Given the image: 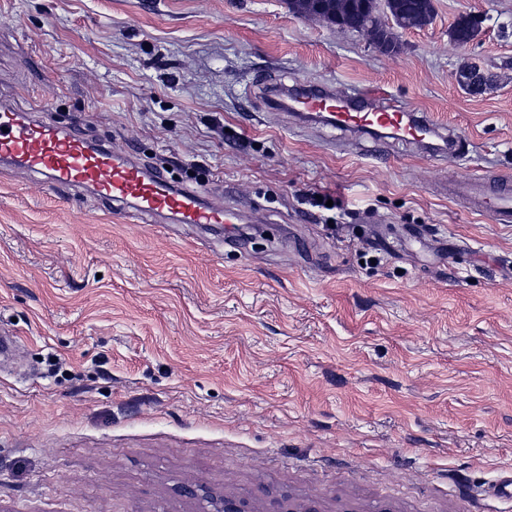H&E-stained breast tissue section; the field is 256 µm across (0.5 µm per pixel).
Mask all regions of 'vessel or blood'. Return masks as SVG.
<instances>
[{
  "instance_id": "obj_1",
  "label": "vessel or blood",
  "mask_w": 512,
  "mask_h": 512,
  "mask_svg": "<svg viewBox=\"0 0 512 512\" xmlns=\"http://www.w3.org/2000/svg\"><path fill=\"white\" fill-rule=\"evenodd\" d=\"M288 108L298 117L325 118L327 125L373 136H397L417 146L444 140L449 154H458L461 138L433 126L426 116L396 104L382 109L337 101L327 87L288 93ZM20 167L56 187L86 188L101 200L137 213L221 230L238 224L242 215L209 201L200 192L171 184L161 173L112 150L109 144L36 119L31 108L10 99L0 101V168ZM472 210L489 214L497 223L512 224V182L490 183L473 174L456 187Z\"/></svg>"
}]
</instances>
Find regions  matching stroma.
Wrapping results in <instances>:
<instances>
[{
    "mask_svg": "<svg viewBox=\"0 0 512 512\" xmlns=\"http://www.w3.org/2000/svg\"><path fill=\"white\" fill-rule=\"evenodd\" d=\"M434 7L388 55L288 0H0V96L259 231L0 170V512H512L488 493L512 478V224L448 195L512 178V0ZM321 85L399 101L463 153L268 102Z\"/></svg>",
    "mask_w": 512,
    "mask_h": 512,
    "instance_id": "obj_1",
    "label": "stroma"
}]
</instances>
